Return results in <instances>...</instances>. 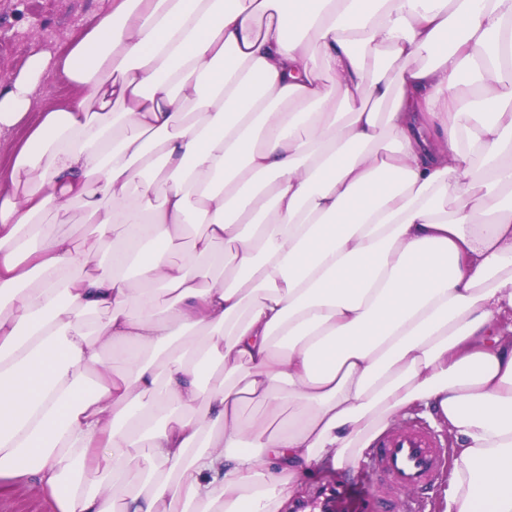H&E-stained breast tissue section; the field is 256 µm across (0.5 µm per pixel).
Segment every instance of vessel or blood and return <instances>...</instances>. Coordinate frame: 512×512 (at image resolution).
<instances>
[{
  "instance_id": "obj_1",
  "label": "vessel or blood",
  "mask_w": 512,
  "mask_h": 512,
  "mask_svg": "<svg viewBox=\"0 0 512 512\" xmlns=\"http://www.w3.org/2000/svg\"><path fill=\"white\" fill-rule=\"evenodd\" d=\"M444 450L424 429L406 426L377 441L366 484L336 485L330 495L334 512H393L397 494L426 489L440 475Z\"/></svg>"
}]
</instances>
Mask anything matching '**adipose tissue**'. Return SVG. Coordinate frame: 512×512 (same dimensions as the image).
I'll return each mask as SVG.
<instances>
[{
    "label": "adipose tissue",
    "instance_id": "1",
    "mask_svg": "<svg viewBox=\"0 0 512 512\" xmlns=\"http://www.w3.org/2000/svg\"><path fill=\"white\" fill-rule=\"evenodd\" d=\"M51 69L76 93L0 173V478L281 512L425 407L447 512H512V0H100L0 80V133ZM74 203L82 242L42 223Z\"/></svg>",
    "mask_w": 512,
    "mask_h": 512
}]
</instances>
